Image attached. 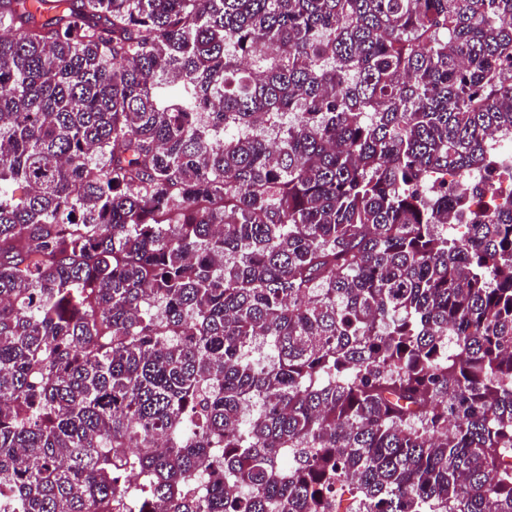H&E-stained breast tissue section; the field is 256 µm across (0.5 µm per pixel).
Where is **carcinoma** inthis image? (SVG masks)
Returning a JSON list of instances; mask_svg holds the SVG:
<instances>
[{
  "label": "carcinoma",
  "instance_id": "1",
  "mask_svg": "<svg viewBox=\"0 0 512 512\" xmlns=\"http://www.w3.org/2000/svg\"><path fill=\"white\" fill-rule=\"evenodd\" d=\"M496 128L512 0H0V512H512Z\"/></svg>",
  "mask_w": 512,
  "mask_h": 512
}]
</instances>
